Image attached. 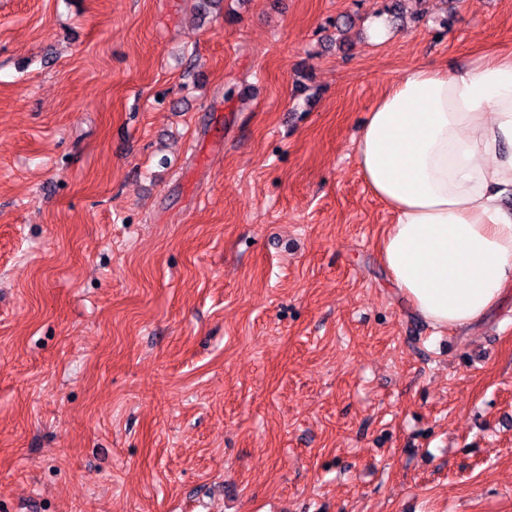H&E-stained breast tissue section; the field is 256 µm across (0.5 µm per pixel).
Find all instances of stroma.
<instances>
[{
  "instance_id": "stroma-1",
  "label": "stroma",
  "mask_w": 512,
  "mask_h": 512,
  "mask_svg": "<svg viewBox=\"0 0 512 512\" xmlns=\"http://www.w3.org/2000/svg\"><path fill=\"white\" fill-rule=\"evenodd\" d=\"M198 3L0 0V512H512V295L417 317L356 163L512 0Z\"/></svg>"
}]
</instances>
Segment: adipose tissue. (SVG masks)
<instances>
[{"label":"adipose tissue","mask_w":512,"mask_h":512,"mask_svg":"<svg viewBox=\"0 0 512 512\" xmlns=\"http://www.w3.org/2000/svg\"><path fill=\"white\" fill-rule=\"evenodd\" d=\"M356 160L394 214L381 256L419 317L463 329L512 293V50L407 69L372 103Z\"/></svg>","instance_id":"1"}]
</instances>
